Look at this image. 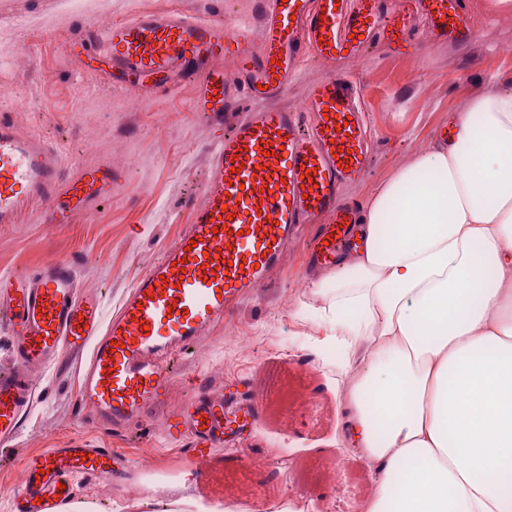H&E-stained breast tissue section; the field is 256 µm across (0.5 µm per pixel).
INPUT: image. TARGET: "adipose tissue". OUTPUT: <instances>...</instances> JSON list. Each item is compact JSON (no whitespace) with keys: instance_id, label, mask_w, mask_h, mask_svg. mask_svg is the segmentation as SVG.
Returning a JSON list of instances; mask_svg holds the SVG:
<instances>
[{"instance_id":"adipose-tissue-1","label":"adipose tissue","mask_w":512,"mask_h":512,"mask_svg":"<svg viewBox=\"0 0 512 512\" xmlns=\"http://www.w3.org/2000/svg\"><path fill=\"white\" fill-rule=\"evenodd\" d=\"M370 201L365 246L313 291L342 376L358 512H512V92Z\"/></svg>"}]
</instances>
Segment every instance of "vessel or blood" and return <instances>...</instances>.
I'll return each mask as SVG.
<instances>
[{
  "mask_svg": "<svg viewBox=\"0 0 512 512\" xmlns=\"http://www.w3.org/2000/svg\"><path fill=\"white\" fill-rule=\"evenodd\" d=\"M258 29L217 26L171 11L98 24L65 45L68 55L103 58L115 89L138 84L173 92L195 80L197 111L224 122L241 97L257 100L217 143L194 218L151 262L110 319L96 290L78 293L58 260L34 273L0 274V326L12 338L13 370L0 372V445L17 436L35 376L64 355L80 357L78 401L103 431L120 433L162 414L164 434L185 451L223 445L226 435L260 418L258 403L224 409L207 381L172 405L173 360L209 333L272 271L306 226L316 233L308 261L335 268L355 251L358 206L342 190L366 171L370 149L359 86L344 74L313 84L303 109L273 106L305 58L336 64L373 42L394 56H414L418 30L467 36L463 0H257ZM232 75H225V68ZM341 146L350 165L331 152ZM65 155L0 116V224L19 223L43 204L42 221L66 224L110 197L120 178L111 165L66 176ZM313 192L303 193L302 177ZM128 460L116 448H49L23 462L15 512H59L72 497L70 475L112 478Z\"/></svg>",
  "mask_w": 512,
  "mask_h": 512,
  "instance_id": "obj_1",
  "label": "vessel or blood"
}]
</instances>
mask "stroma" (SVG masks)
Segmentation results:
<instances>
[{"label": "stroma", "mask_w": 512, "mask_h": 512, "mask_svg": "<svg viewBox=\"0 0 512 512\" xmlns=\"http://www.w3.org/2000/svg\"><path fill=\"white\" fill-rule=\"evenodd\" d=\"M472 31L442 41L419 32L414 58H393L373 44L338 64L306 59L276 106L301 109L311 84L342 71L361 85L371 160L344 190L368 204L376 190L417 156L433 150L441 126L472 100L512 91V7L463 0ZM255 0H0V115L50 144L79 166L110 164L118 187L68 224L37 215L0 226V274L28 272L45 261L68 263L76 283L102 293L111 316L147 266L191 223L208 173L217 130L194 112L197 86L170 94L113 89L108 77L66 56L63 43L104 18L171 10L215 25L251 21ZM311 236L289 245L288 261L215 325L181 360L173 402L192 393L183 375L212 377L225 394L257 401L263 413L249 428L205 454L168 451L158 421L117 435L94 427L79 407L80 360L47 368L16 439L0 446V512H15L17 468L47 448H123L122 478L75 475L72 504L82 512H206L218 500L235 512H270L282 499L296 512H357L374 476L351 458L338 431L340 379L315 343L329 333L321 300L306 271Z\"/></svg>", "instance_id": "stroma-1"}]
</instances>
